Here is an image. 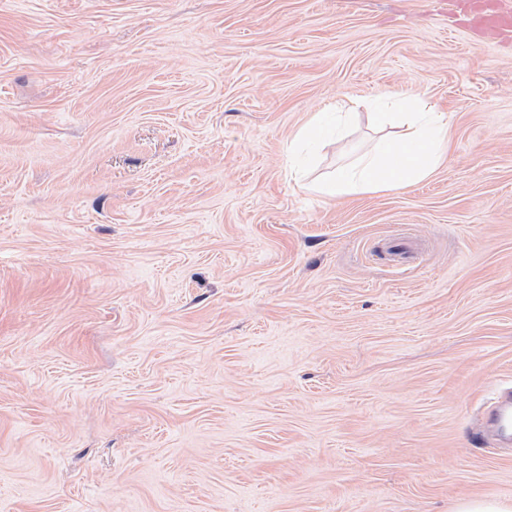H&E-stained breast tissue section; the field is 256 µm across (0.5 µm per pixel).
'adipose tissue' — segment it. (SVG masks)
<instances>
[{
	"label": "adipose tissue",
	"mask_w": 512,
	"mask_h": 512,
	"mask_svg": "<svg viewBox=\"0 0 512 512\" xmlns=\"http://www.w3.org/2000/svg\"><path fill=\"white\" fill-rule=\"evenodd\" d=\"M371 113L374 125L392 126L369 153L357 157L310 190L328 199L360 193L400 192L430 177L444 162L448 145V115L418 96L393 90L378 100Z\"/></svg>",
	"instance_id": "ef3b65f1"
}]
</instances>
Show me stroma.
Masks as SVG:
<instances>
[{
	"label": "stroma",
	"instance_id": "35a3bbf8",
	"mask_svg": "<svg viewBox=\"0 0 512 512\" xmlns=\"http://www.w3.org/2000/svg\"><path fill=\"white\" fill-rule=\"evenodd\" d=\"M396 89L448 114L435 174L304 190ZM501 384L512 39L456 0H0V512H456L512 497ZM338 109L347 112H336V107L329 106L320 112H315L307 124L296 134L298 140L321 137L323 141L336 132L341 120L350 122L356 112H348L353 108L346 102L339 104Z\"/></svg>",
	"mask_w": 512,
	"mask_h": 512
}]
</instances>
